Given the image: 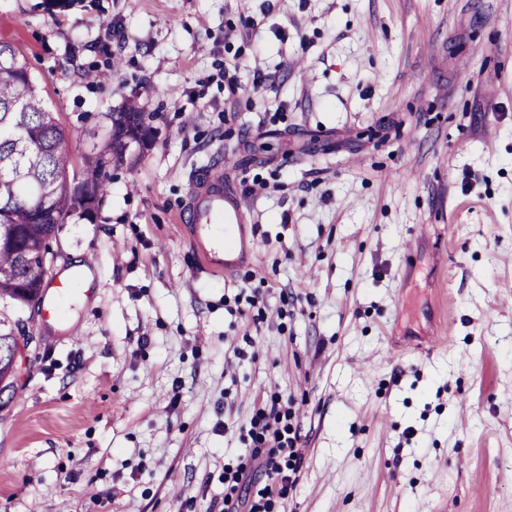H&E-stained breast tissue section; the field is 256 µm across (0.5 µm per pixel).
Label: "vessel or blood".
Listing matches in <instances>:
<instances>
[{
	"instance_id": "obj_1",
	"label": "vessel or blood",
	"mask_w": 512,
	"mask_h": 512,
	"mask_svg": "<svg viewBox=\"0 0 512 512\" xmlns=\"http://www.w3.org/2000/svg\"><path fill=\"white\" fill-rule=\"evenodd\" d=\"M186 220L202 231L209 225L223 224L226 237L223 248L211 247L203 254L205 264L212 269L232 274L255 253L252 218L223 165H214L200 173L193 187Z\"/></svg>"
}]
</instances>
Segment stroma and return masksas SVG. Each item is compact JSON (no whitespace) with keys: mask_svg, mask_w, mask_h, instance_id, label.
<instances>
[{"mask_svg":"<svg viewBox=\"0 0 512 512\" xmlns=\"http://www.w3.org/2000/svg\"><path fill=\"white\" fill-rule=\"evenodd\" d=\"M0 41L74 170L105 112L155 115L51 244L0 512H209L275 397L302 468L270 512H512V0H0ZM219 160L264 181L228 277L183 218Z\"/></svg>","mask_w":512,"mask_h":512,"instance_id":"obj_1","label":"stroma"}]
</instances>
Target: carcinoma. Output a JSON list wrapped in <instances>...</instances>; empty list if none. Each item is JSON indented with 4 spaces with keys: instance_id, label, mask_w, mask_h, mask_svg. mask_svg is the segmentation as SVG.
Wrapping results in <instances>:
<instances>
[{
    "instance_id": "cac0c4a2",
    "label": "carcinoma",
    "mask_w": 512,
    "mask_h": 512,
    "mask_svg": "<svg viewBox=\"0 0 512 512\" xmlns=\"http://www.w3.org/2000/svg\"><path fill=\"white\" fill-rule=\"evenodd\" d=\"M110 134L94 144L80 177L70 176L69 133L50 111L16 47L0 42V382L14 376L13 349L25 328L13 314L38 312L50 269L49 243L75 219L93 220L129 139L151 143L153 115L134 101L105 113Z\"/></svg>"
}]
</instances>
